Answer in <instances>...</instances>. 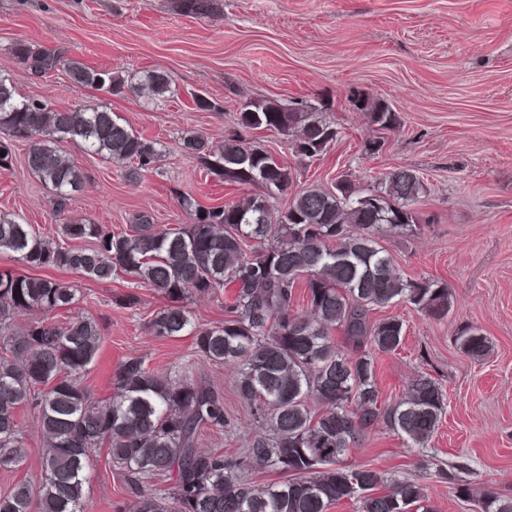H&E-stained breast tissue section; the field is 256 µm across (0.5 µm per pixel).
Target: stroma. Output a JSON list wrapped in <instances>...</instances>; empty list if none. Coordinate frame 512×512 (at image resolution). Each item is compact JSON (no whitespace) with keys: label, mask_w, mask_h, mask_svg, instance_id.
Returning a JSON list of instances; mask_svg holds the SVG:
<instances>
[{"label":"stroma","mask_w":512,"mask_h":512,"mask_svg":"<svg viewBox=\"0 0 512 512\" xmlns=\"http://www.w3.org/2000/svg\"><path fill=\"white\" fill-rule=\"evenodd\" d=\"M18 42L62 46L88 66L125 75L162 71L175 94L148 108L131 93L77 88L62 75L38 78L13 57ZM0 71L21 96L52 107L107 106L164 145L159 168L136 183L125 165L66 145L88 175L70 219L116 231L144 211L159 231L189 223L186 196L210 206L254 193V186L225 183L186 158L179 139L190 130L216 141L236 130L264 144L294 176L272 201L278 209L294 192L332 187L343 174L365 190L395 169L415 170L424 184L415 205L419 221L384 245L405 276L447 283L452 307L442 320L405 302L374 311V318L404 323L401 347L376 356L377 387L389 405L417 376L431 377L445 393V413L427 447H407L378 424L341 465L413 481L435 512H476L473 501L439 480V471L452 468L475 493L512 499V0H211L201 15L181 12L180 0H0ZM200 93L218 111L197 110L193 97ZM362 95L388 103L400 117L399 129L381 132L385 145L376 155L361 150L372 133L353 104ZM268 99L317 108L337 130L335 143L320 159L302 162L286 136L238 129L242 104ZM26 152L25 143H15L12 167L0 169V214L53 239L60 219L48 189L26 168ZM44 275L80 291L76 305L48 313V320L85 316L100 326L102 344L84 378L96 395L108 396L120 363L139 357L148 370L181 368L223 390L230 424L220 434L204 432L205 447L237 455L259 432L234 393L232 367L199 355L191 337L159 340L149 333L166 296L123 273L105 281L56 269ZM130 295L136 305H126ZM474 328L486 339L477 356L458 344ZM124 501L115 472L95 461L87 512H124Z\"/></svg>","instance_id":"35a3bbf8"}]
</instances>
